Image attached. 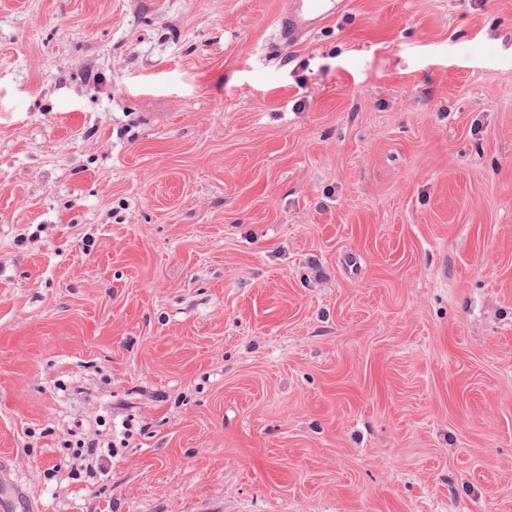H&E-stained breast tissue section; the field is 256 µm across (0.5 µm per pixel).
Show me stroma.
Returning a JSON list of instances; mask_svg holds the SVG:
<instances>
[{"mask_svg": "<svg viewBox=\"0 0 512 512\" xmlns=\"http://www.w3.org/2000/svg\"><path fill=\"white\" fill-rule=\"evenodd\" d=\"M283 3L0 0V512H512V0ZM348 0H290L280 19V39L294 44L329 18L348 9Z\"/></svg>", "mask_w": 512, "mask_h": 512, "instance_id": "35a3bbf8", "label": "stroma"}]
</instances>
